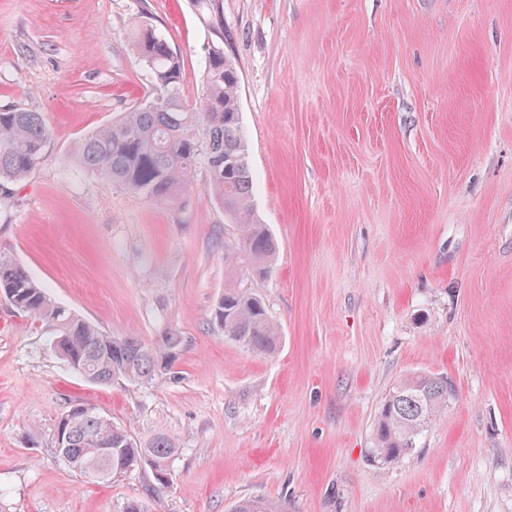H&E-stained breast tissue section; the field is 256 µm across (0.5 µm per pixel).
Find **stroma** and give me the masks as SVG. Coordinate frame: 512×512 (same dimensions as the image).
I'll use <instances>...</instances> for the list:
<instances>
[{
	"mask_svg": "<svg viewBox=\"0 0 512 512\" xmlns=\"http://www.w3.org/2000/svg\"><path fill=\"white\" fill-rule=\"evenodd\" d=\"M148 16L201 94L195 0H0V109L42 113L44 159L0 199V251L113 336L183 344L152 381L93 385L0 296V512H512V0H223L264 276L198 170L161 205L85 172L81 141L150 92ZM279 326L270 357L224 337L227 285ZM455 393L417 448L370 462L398 381ZM171 436L170 487L82 478L55 447L68 403Z\"/></svg>",
	"mask_w": 512,
	"mask_h": 512,
	"instance_id": "obj_1",
	"label": "stroma"
}]
</instances>
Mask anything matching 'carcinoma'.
I'll use <instances>...</instances> for the list:
<instances>
[{
	"label": "carcinoma",
	"mask_w": 512,
	"mask_h": 512,
	"mask_svg": "<svg viewBox=\"0 0 512 512\" xmlns=\"http://www.w3.org/2000/svg\"><path fill=\"white\" fill-rule=\"evenodd\" d=\"M207 14L214 39L204 48L202 94L190 107L180 98L182 64L176 50L146 19L131 32L130 45L152 78L155 96L131 107L111 125L82 142L77 160L89 173L110 180L160 204H173L192 185L197 168L207 172V187L240 230L241 248L251 271L261 276L276 243L251 205L253 180L241 129L239 76L225 56L224 29L212 24L220 0H196ZM51 131L39 112L0 109V193L24 178L44 157ZM0 295L19 312L42 322L54 345L79 376L100 386L122 378L135 384L152 379L161 360L174 359L182 337L172 334L154 347L136 337H114L56 303L47 289L9 255L0 252ZM213 318L224 337L256 354L269 355L279 343L278 328L257 296L224 288ZM448 407V381L419 374L398 382L381 404L371 456L376 464L398 463ZM73 423L56 422V436L67 446L66 462L86 479L105 482L139 466L148 457L155 485L169 484L177 453L174 440L159 434L142 443L113 425L112 418L84 402L69 403ZM232 512H285L262 499L238 501Z\"/></svg>",
	"instance_id": "1"
}]
</instances>
